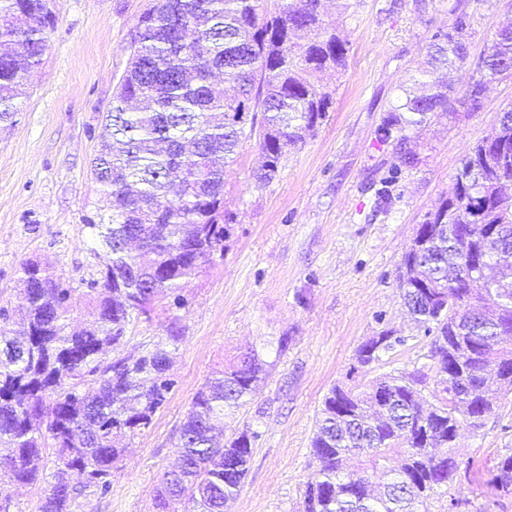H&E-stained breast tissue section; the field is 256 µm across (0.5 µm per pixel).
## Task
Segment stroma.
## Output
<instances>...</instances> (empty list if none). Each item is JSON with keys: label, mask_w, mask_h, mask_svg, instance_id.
I'll use <instances>...</instances> for the list:
<instances>
[{"label": "stroma", "mask_w": 512, "mask_h": 512, "mask_svg": "<svg viewBox=\"0 0 512 512\" xmlns=\"http://www.w3.org/2000/svg\"><path fill=\"white\" fill-rule=\"evenodd\" d=\"M151 0H53L56 16L42 64L28 79L10 134L0 136V310L15 311L21 266L37 260L72 289L73 317L88 318L87 283L105 253L86 216L100 204L90 175L103 118L128 61L130 35ZM336 15L348 42L345 69L319 74L334 97L315 136L289 150L278 175L255 184L257 142L244 144L224 175L234 215L224 254L185 284V306L156 299L129 325L122 355H141L170 326L183 340L167 372L173 382L150 424L127 436L106 487H89L74 512H153V494L176 456L178 431L214 371L257 350L268 374L224 434H258L245 482L228 512H297L316 468L310 454L318 409L335 384L355 387L376 370L354 371V353L388 329L416 335L400 297L401 259L427 212L448 195L468 149L512 108V77L491 83L478 112L435 117L411 131L418 162L395 168V140L379 126L423 64L435 35L464 22L469 56L449 79L464 91L512 0H350ZM287 349H280V337ZM461 463L487 470L512 454V393L481 429L457 440ZM459 508L449 510L450 499ZM430 512H512V494L458 479Z\"/></svg>", "instance_id": "stroma-1"}]
</instances>
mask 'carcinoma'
<instances>
[{
	"label": "carcinoma",
	"instance_id": "carcinoma-1",
	"mask_svg": "<svg viewBox=\"0 0 512 512\" xmlns=\"http://www.w3.org/2000/svg\"><path fill=\"white\" fill-rule=\"evenodd\" d=\"M50 0H0L12 24L0 28V132L16 123L19 91L41 64L54 18ZM154 0L136 27L127 67L112 97L92 174L101 206L87 218L107 250L89 282L94 321L72 326L71 289L38 261L25 263L28 295L18 319L0 325V488L55 472L40 512H73L82 488L105 483L125 449L119 440L150 424L171 387L168 347L179 330L131 363L108 358L134 318L161 295L180 291L202 265L224 254L231 214L224 174L248 140L264 161L253 172L264 185L287 151L304 145L332 109V94L311 82L316 71L346 66L347 43L325 19L323 0ZM464 25L435 36L419 93L405 89L380 128L386 141L430 116L463 106L477 112L485 87L512 76V25L498 30L461 96L447 71L467 60ZM495 134L466 153L453 190L426 214L402 259L399 288L422 335L428 360L412 371L384 372L359 390L334 386L322 401L310 440L316 470L299 512H422L459 475L456 440L480 429L512 391V281L493 279L512 267V110ZM407 339L383 330L356 349L363 367ZM267 374L251 350L212 373L194 395L176 448L179 471H167L154 494L158 512H224L249 471L258 434L245 428L224 440V415L245 406ZM430 390V398L424 391ZM399 459V466L390 463ZM487 480L512 494V455Z\"/></svg>",
	"mask_w": 512,
	"mask_h": 512
}]
</instances>
